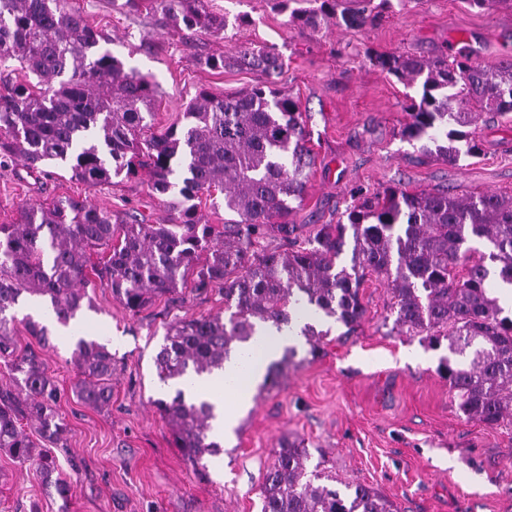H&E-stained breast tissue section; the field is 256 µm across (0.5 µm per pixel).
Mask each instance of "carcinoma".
<instances>
[{
  "instance_id": "cac0c4a2",
  "label": "carcinoma",
  "mask_w": 512,
  "mask_h": 512,
  "mask_svg": "<svg viewBox=\"0 0 512 512\" xmlns=\"http://www.w3.org/2000/svg\"><path fill=\"white\" fill-rule=\"evenodd\" d=\"M148 2L157 25L191 34L221 35L228 26L209 0ZM288 25L362 29L379 22L392 0H273ZM109 41L69 0H0V62L14 61L24 79L0 85V163L16 160L28 173L46 165L70 168L89 184L130 178L144 171L153 194L168 199L164 224L128 222L82 197L28 203L12 224H0V451L32 465L34 479L66 501L70 486L59 477L56 449L67 447L68 427L57 410L60 390L46 359L17 352L11 311L25 298L49 303L68 325L93 309L89 288H108L137 313L188 286H220L229 318L209 315L169 323L154 364L159 381L187 380L224 368L246 355L257 328L292 321L304 303L353 331L366 309L360 288L380 277L393 299L394 330L448 341L441 362L458 409L468 420L512 425V315L503 314L490 275L512 284V194L408 192L386 187L353 192L347 223L316 224L297 243L288 222L304 201L314 166L302 112L291 96L260 82L232 95L200 90L183 119L165 132L141 138L153 116L159 85L102 49ZM369 62L409 84L423 79L420 101L407 106L401 137L422 145L415 162L436 156L456 163L478 144L468 130L477 119L512 111V60L481 65L464 51L422 59L367 52ZM211 70L236 65L270 75L283 67L273 48L239 47L230 56H207ZM223 196L236 218L208 224L202 197ZM352 233L350 265L338 260ZM288 243L270 249L267 242ZM488 254L470 258L471 243ZM98 253L101 261L91 262ZM310 353L325 332L301 329ZM295 349L284 350L262 388L279 386ZM73 360L83 379L77 396L101 410L112 400V352L81 338ZM172 444L193 467L220 453L209 440L214 418L207 402L185 400L179 390L159 399ZM54 444L38 447L24 424ZM334 477L295 441H283L260 487L261 512H394L393 503L361 483L340 491Z\"/></svg>"
}]
</instances>
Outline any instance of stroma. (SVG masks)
Wrapping results in <instances>:
<instances>
[{"label":"stroma","mask_w":512,"mask_h":512,"mask_svg":"<svg viewBox=\"0 0 512 512\" xmlns=\"http://www.w3.org/2000/svg\"><path fill=\"white\" fill-rule=\"evenodd\" d=\"M71 3L103 29L109 50L159 84L154 134L170 126L199 89L231 96L265 78L246 69L210 70L201 57L239 46L276 48L284 67L265 79L297 100L315 155L305 201L289 218L299 238L314 225L336 223L354 187L512 193V112L479 125L477 154L455 164L414 163L417 147L400 130L422 85L404 84L364 58L372 47L421 58L463 49L481 64L507 59L510 10L474 8L467 0H406L374 27L313 30L288 25L271 0H212L229 20L216 38L159 29L147 12H122L110 0ZM78 196L146 224L169 216L143 173L90 187L64 167L45 178L18 164L0 168V224L13 223L26 203ZM361 293L366 315L357 330L350 334L334 320L312 318L327 333L321 352L313 356L307 343L297 345L279 387L253 394L202 474L173 447L154 405L164 395L154 358L167 324L223 312V298L214 290L186 289L174 301L132 313L109 289H90L93 310L66 326L49 323L43 351L69 426L59 455L61 476L71 485L69 512H261L262 477L287 439L301 443L339 481L373 488L397 512H512V426L465 419L440 373L447 347L393 332L383 280L367 278ZM79 336L112 352L108 408L93 409L74 392ZM59 506L29 466L0 452V512H58Z\"/></svg>","instance_id":"obj_1"}]
</instances>
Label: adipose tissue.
Segmentation results:
<instances>
[{"instance_id":"obj_1","label":"adipose tissue","mask_w":512,"mask_h":512,"mask_svg":"<svg viewBox=\"0 0 512 512\" xmlns=\"http://www.w3.org/2000/svg\"><path fill=\"white\" fill-rule=\"evenodd\" d=\"M296 328H260L248 366L237 359L225 361L223 369L196 378L190 394L213 404L218 414L213 423L215 441H223L237 423L239 410L250 401L256 385L261 382L269 365L274 362L296 336Z\"/></svg>"}]
</instances>
